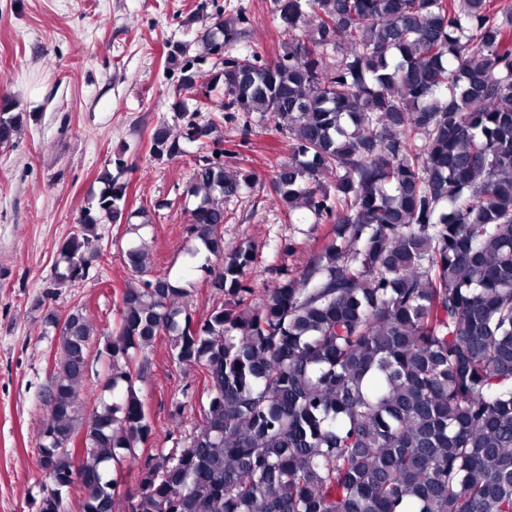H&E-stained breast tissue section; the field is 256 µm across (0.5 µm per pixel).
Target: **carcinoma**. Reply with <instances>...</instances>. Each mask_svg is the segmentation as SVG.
<instances>
[{"instance_id": "cac0c4a2", "label": "carcinoma", "mask_w": 512, "mask_h": 512, "mask_svg": "<svg viewBox=\"0 0 512 512\" xmlns=\"http://www.w3.org/2000/svg\"><path fill=\"white\" fill-rule=\"evenodd\" d=\"M274 13L282 53L228 56L205 90L184 49L168 52L182 125L158 126L150 152L213 144L192 168L187 223L218 260L204 271L224 305L192 321L188 290L152 275L145 240L122 251L139 285L120 297L103 371H89L81 306L55 354L40 512H59L75 478L81 512H114L121 498L132 512H512V11L493 0H274ZM243 22L216 11L198 34L205 55L238 41ZM202 106L268 116L289 139L274 202L343 225L258 303L252 250L226 256L219 234L224 200L255 177L224 165L231 151L212 137L217 120L197 121ZM17 107L0 95V146L15 143ZM128 171L124 156L108 160L95 205L60 248L63 270L38 298L45 325L59 322L47 300L88 274L99 225L151 223L128 210ZM159 337L201 370L209 399L175 448L137 466L132 492L102 464L121 465L151 436L134 385ZM92 374L112 401L81 397Z\"/></svg>"}]
</instances>
